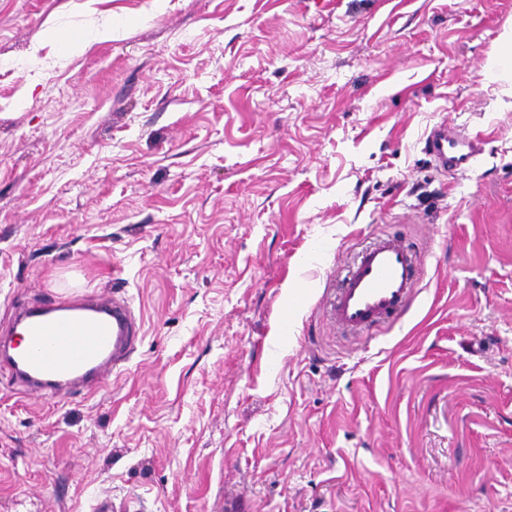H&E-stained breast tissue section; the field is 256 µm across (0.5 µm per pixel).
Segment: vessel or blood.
<instances>
[{
  "instance_id": "obj_1",
  "label": "vessel or blood",
  "mask_w": 512,
  "mask_h": 512,
  "mask_svg": "<svg viewBox=\"0 0 512 512\" xmlns=\"http://www.w3.org/2000/svg\"><path fill=\"white\" fill-rule=\"evenodd\" d=\"M425 148L441 169L465 173L483 154L484 141L442 120L428 132ZM421 266L413 246L379 235L341 278L330 320L355 334L403 317L418 296ZM13 332L19 342H0V363L23 392L56 397L104 387L135 349L141 324L125 301L82 294L23 310Z\"/></svg>"
}]
</instances>
